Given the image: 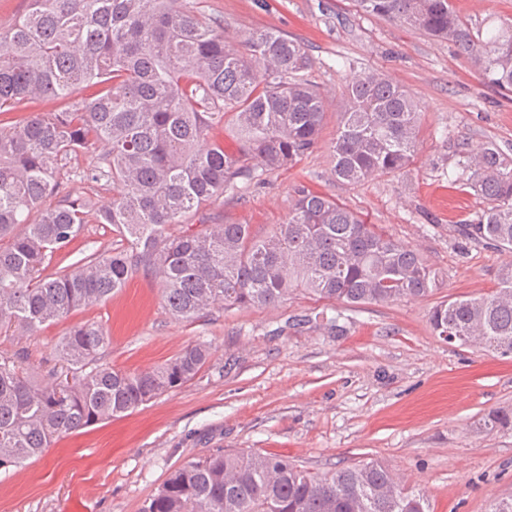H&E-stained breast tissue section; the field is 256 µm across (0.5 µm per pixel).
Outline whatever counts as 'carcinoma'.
<instances>
[{
    "instance_id": "obj_1",
    "label": "carcinoma",
    "mask_w": 512,
    "mask_h": 512,
    "mask_svg": "<svg viewBox=\"0 0 512 512\" xmlns=\"http://www.w3.org/2000/svg\"><path fill=\"white\" fill-rule=\"evenodd\" d=\"M0 29V330L33 329L93 307L142 269L160 281L170 315L191 321L274 306L297 290L329 302L427 298L439 273L412 248L336 199L304 186L288 218L256 236L248 224L185 223L257 169L295 164L317 145L325 96L306 73L300 43L274 29L224 41V22L181 0H29ZM453 44L482 84L512 91V21L487 28L453 0H357ZM87 94L61 110L29 112L39 99ZM333 145L336 179L354 185L395 174L415 157L420 105L379 70L354 73L343 91ZM230 117L239 149L207 140ZM96 155L81 182L112 183V203L73 198L63 170ZM461 180L483 208L460 225L469 242L512 252V156L487 144L464 155ZM62 198L60 204L49 200ZM86 224H108L112 248L55 275L46 263ZM433 333L512 355V262L497 287L442 301ZM103 326L73 327L57 351L81 368L107 347ZM209 356L190 346L150 370L94 367L72 380L33 381L23 362L0 358V470L40 458L60 438L120 417L191 380ZM143 512H430L427 497L377 460L324 473L274 453L213 454L174 470Z\"/></svg>"
}]
</instances>
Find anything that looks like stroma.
Masks as SVG:
<instances>
[{"label": "stroma", "mask_w": 512, "mask_h": 512, "mask_svg": "<svg viewBox=\"0 0 512 512\" xmlns=\"http://www.w3.org/2000/svg\"><path fill=\"white\" fill-rule=\"evenodd\" d=\"M224 22V34L274 28L312 59L309 80L328 113L318 145L295 166L238 181L199 212L208 224L282 223L296 187L336 198L415 249L442 284L425 299L347 305L294 292L277 306L213 309L174 320L154 276L137 273L105 302L51 325L0 333V357H23L37 380L67 372L55 348L73 326L110 334L99 365L137 371L191 345L209 346L196 376L128 415L58 440L24 467L0 470V512H142L175 469L218 452L276 453L323 473L382 461L422 491L431 512H490L512 498V428L479 421L512 411V359L449 344L432 332L431 308L490 292L512 254L465 242L482 204L449 182L463 148L494 143L512 154V92L486 87L448 41L364 13L356 0H184ZM378 69L409 91L422 115L414 161L357 185L333 174L332 143L351 67ZM85 225L49 272L111 248ZM338 317L336 335L323 317Z\"/></svg>", "instance_id": "1"}]
</instances>
